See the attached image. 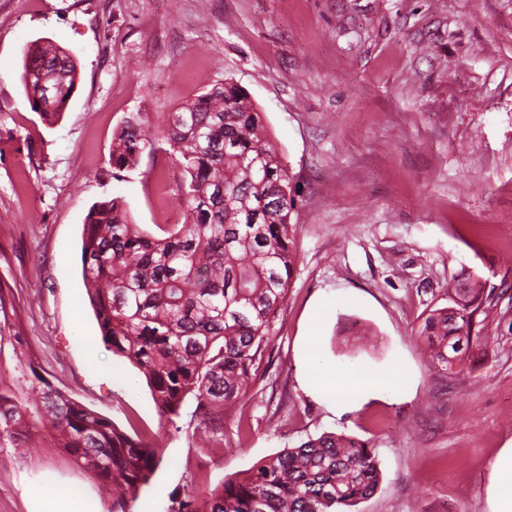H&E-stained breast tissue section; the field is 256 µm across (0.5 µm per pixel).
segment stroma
I'll return each instance as SVG.
<instances>
[{"label":"stroma","instance_id":"35a3bbf8","mask_svg":"<svg viewBox=\"0 0 512 512\" xmlns=\"http://www.w3.org/2000/svg\"><path fill=\"white\" fill-rule=\"evenodd\" d=\"M60 44L79 80L55 122L31 112L29 45ZM246 90L287 163L297 260L253 392L219 427L187 398L163 417L102 342L81 268L84 218L116 198L145 230L180 224L166 157L113 176L112 137L224 81ZM512 289V0H0V389L43 383L159 448L132 512L326 433L376 447L380 481L351 512H492L512 448V335L461 374L417 330L461 271ZM317 354L303 357L305 337ZM400 366L405 394L309 392L318 364ZM109 512L112 496L42 425L0 446V512ZM490 493L495 502L493 512L512 511V448H505L493 464Z\"/></svg>","mask_w":512,"mask_h":512}]
</instances>
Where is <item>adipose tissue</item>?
Wrapping results in <instances>:
<instances>
[{
	"mask_svg": "<svg viewBox=\"0 0 512 512\" xmlns=\"http://www.w3.org/2000/svg\"><path fill=\"white\" fill-rule=\"evenodd\" d=\"M305 383L310 390L322 396L347 398L350 393L370 394L378 391L405 392L408 379L403 368L395 367L377 373L366 369L349 375L321 366L309 374Z\"/></svg>",
	"mask_w": 512,
	"mask_h": 512,
	"instance_id": "ef3b65f1",
	"label": "adipose tissue"
}]
</instances>
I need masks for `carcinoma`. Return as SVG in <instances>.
I'll use <instances>...</instances> for the list:
<instances>
[{"instance_id": "1", "label": "carcinoma", "mask_w": 512, "mask_h": 512, "mask_svg": "<svg viewBox=\"0 0 512 512\" xmlns=\"http://www.w3.org/2000/svg\"><path fill=\"white\" fill-rule=\"evenodd\" d=\"M20 81L32 111L59 116L76 90L77 63L39 39ZM159 152L183 171L184 223L158 224L152 234L120 201L97 203L83 226L82 276L103 343L143 373L160 412L179 415L191 395L202 421L217 426L255 383L287 297L296 263L292 178L261 113L230 81L156 123L144 112L126 117L109 163L120 173ZM505 295L461 272L448 305L429 311L418 331L431 365L469 369L502 330L512 334ZM40 406L54 446L118 494L110 512H131L158 449L51 388ZM30 421L27 406L0 391V445L22 447ZM379 479L375 445L329 433L191 494L180 512H340L372 495Z\"/></svg>"}]
</instances>
